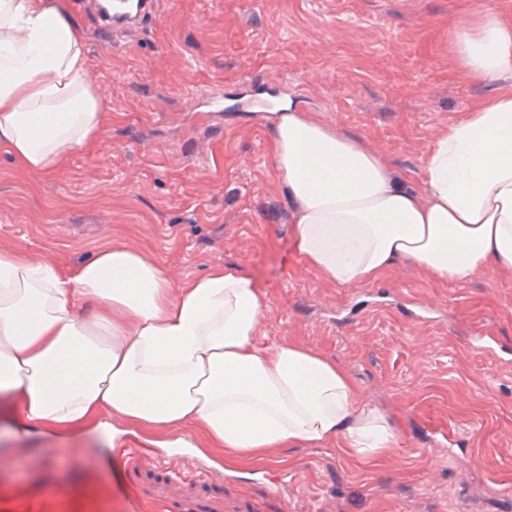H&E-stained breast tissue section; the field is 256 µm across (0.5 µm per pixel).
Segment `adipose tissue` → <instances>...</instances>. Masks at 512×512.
I'll list each match as a JSON object with an SVG mask.
<instances>
[{
  "mask_svg": "<svg viewBox=\"0 0 512 512\" xmlns=\"http://www.w3.org/2000/svg\"><path fill=\"white\" fill-rule=\"evenodd\" d=\"M457 63L496 93L431 143L420 189L356 138L296 108L271 120L298 257L359 287L399 263L435 281L512 275V21L492 7L454 20ZM87 50L53 0H0V149L35 172L92 142L102 104ZM260 288L231 266L181 285L115 244L70 272L0 247V415L19 433L126 434L220 448L229 463L342 440L369 461L393 451L388 417L337 362L259 333Z\"/></svg>",
  "mask_w": 512,
  "mask_h": 512,
  "instance_id": "obj_1",
  "label": "adipose tissue"
}]
</instances>
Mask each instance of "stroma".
Masks as SVG:
<instances>
[{
    "mask_svg": "<svg viewBox=\"0 0 512 512\" xmlns=\"http://www.w3.org/2000/svg\"><path fill=\"white\" fill-rule=\"evenodd\" d=\"M86 44L105 107L98 137L63 169L0 150V247L71 269L119 243L181 283L230 265L264 293L261 336L345 366L391 420L398 446L361 462L332 442L233 467L245 489L285 475L288 512H512V276L430 281L405 263L360 288L301 264L269 126L236 99L288 94L417 186L434 137L498 89L457 66L451 20L512 0H160L129 33L56 0ZM209 87L212 100L197 98ZM0 419V512H126L124 458L106 440L12 437Z\"/></svg>",
    "mask_w": 512,
    "mask_h": 512,
    "instance_id": "stroma-1",
    "label": "stroma"
}]
</instances>
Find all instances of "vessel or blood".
I'll return each mask as SVG.
<instances>
[{"label": "vessel or blood", "instance_id": "1", "mask_svg": "<svg viewBox=\"0 0 512 512\" xmlns=\"http://www.w3.org/2000/svg\"><path fill=\"white\" fill-rule=\"evenodd\" d=\"M156 12V0H109L108 9L101 12L100 29L130 28ZM123 454L131 492L128 512H263L270 501L283 508L288 505L290 491L284 477L247 498L233 490V475L215 470L202 459L191 461L194 470L207 475L206 481L196 483L173 477V463L154 460L146 449L127 448Z\"/></svg>", "mask_w": 512, "mask_h": 512}]
</instances>
